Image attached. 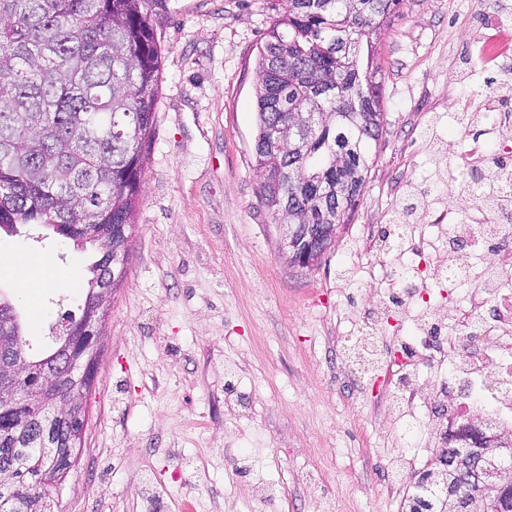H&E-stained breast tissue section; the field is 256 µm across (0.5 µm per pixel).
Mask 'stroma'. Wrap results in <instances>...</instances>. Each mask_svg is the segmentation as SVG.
Returning <instances> with one entry per match:
<instances>
[{"instance_id":"35a3bbf8","label":"stroma","mask_w":512,"mask_h":512,"mask_svg":"<svg viewBox=\"0 0 512 512\" xmlns=\"http://www.w3.org/2000/svg\"><path fill=\"white\" fill-rule=\"evenodd\" d=\"M499 0H403L374 41L384 129L345 232L314 269L291 265L260 204L253 166L257 48L268 0H165L151 20L164 51L156 136L148 150L125 285L107 306L78 458L59 512H401L382 487L395 448H421L389 420L381 381L351 374L336 309V269L363 260L367 228L398 221L409 183L435 162L426 125L453 111ZM452 206L467 209L471 137L447 126ZM34 263L27 298L10 271ZM92 251L39 225L0 234V290L32 348L79 313ZM65 276L44 281L41 261ZM281 489L252 497L236 463Z\"/></svg>"}]
</instances>
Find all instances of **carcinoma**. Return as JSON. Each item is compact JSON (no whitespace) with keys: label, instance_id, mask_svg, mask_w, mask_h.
Wrapping results in <instances>:
<instances>
[{"label":"carcinoma","instance_id":"carcinoma-1","mask_svg":"<svg viewBox=\"0 0 512 512\" xmlns=\"http://www.w3.org/2000/svg\"><path fill=\"white\" fill-rule=\"evenodd\" d=\"M403 0H273L256 66L258 135L253 163L260 202L275 224L292 226L282 248L291 264H320L348 224L382 134L384 112L372 38ZM162 0H0V230L45 224L55 234L90 244L84 320L101 289L117 291L115 254L129 252L140 203L144 162L156 129L163 79L162 50L151 22ZM36 385L28 405L0 416V457L17 461V481L0 480V512H52L51 493L76 454L57 452L85 413L75 402L86 381L74 377L53 393L66 409L49 422L45 448L24 432L39 411L49 356L34 357L18 316L10 322ZM496 432L461 426L450 444H480ZM56 483L37 492L46 469ZM405 499V512H458V500L433 493L439 482L461 485L470 512H512V488L494 510L457 472L431 464Z\"/></svg>","mask_w":512,"mask_h":512}]
</instances>
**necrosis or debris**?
<instances>
[{
	"instance_id": "4bbe7bcc",
	"label": "necrosis or debris",
	"mask_w": 512,
	"mask_h": 512,
	"mask_svg": "<svg viewBox=\"0 0 512 512\" xmlns=\"http://www.w3.org/2000/svg\"><path fill=\"white\" fill-rule=\"evenodd\" d=\"M490 114L497 148L487 150L483 139H474L467 175L473 180L495 172L480 202L493 221L472 223L471 211L452 210L446 196L432 194L426 202L447 216V224H394L384 235L367 232L369 251L389 261L385 273L376 275L357 257L339 281L343 287H380L350 333L369 369L383 375L394 423L437 441L478 401L494 427H512V102L495 87L480 86L459 100L453 119L468 130ZM434 283L448 297L447 310L430 302ZM389 316L404 331L388 345L382 325Z\"/></svg>"
}]
</instances>
